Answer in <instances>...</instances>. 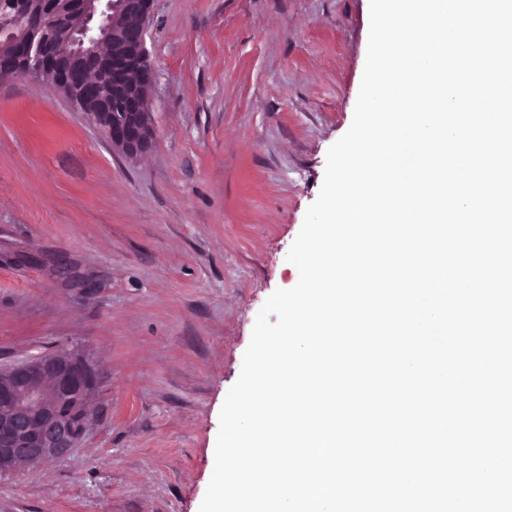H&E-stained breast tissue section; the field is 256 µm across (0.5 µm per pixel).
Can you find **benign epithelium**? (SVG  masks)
<instances>
[{"instance_id": "7a95c632", "label": "benign epithelium", "mask_w": 512, "mask_h": 512, "mask_svg": "<svg viewBox=\"0 0 512 512\" xmlns=\"http://www.w3.org/2000/svg\"><path fill=\"white\" fill-rule=\"evenodd\" d=\"M153 0H79L68 16L64 39L44 30L41 20L55 11L53 0H15L14 15L28 19L6 32L13 51L0 55V78L48 76L83 111L87 97L98 111L87 116L128 156L148 152L154 127L142 122L145 105L119 80L136 71L148 83L154 70L145 46ZM129 40L137 54H114L112 42ZM95 370L80 354L60 349L0 368V476L39 468L78 447L91 424Z\"/></svg>"}]
</instances>
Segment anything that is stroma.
Returning <instances> with one entry per match:
<instances>
[{"mask_svg": "<svg viewBox=\"0 0 512 512\" xmlns=\"http://www.w3.org/2000/svg\"><path fill=\"white\" fill-rule=\"evenodd\" d=\"M369 25V0H153L140 158L51 85L0 82V368L68 348L97 373L84 440L0 477V512H199Z\"/></svg>", "mask_w": 512, "mask_h": 512, "instance_id": "35a3bbf8", "label": "stroma"}]
</instances>
